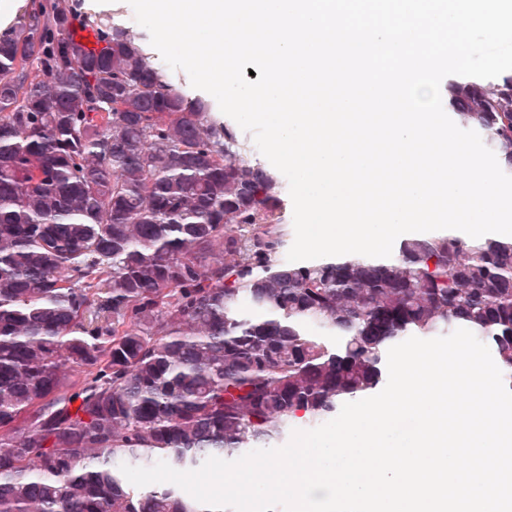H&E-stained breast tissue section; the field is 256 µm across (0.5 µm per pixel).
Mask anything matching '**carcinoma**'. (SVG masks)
Wrapping results in <instances>:
<instances>
[{"label":"carcinoma","mask_w":512,"mask_h":512,"mask_svg":"<svg viewBox=\"0 0 512 512\" xmlns=\"http://www.w3.org/2000/svg\"><path fill=\"white\" fill-rule=\"evenodd\" d=\"M466 84L512 175V71ZM283 190L133 29L52 0L0 35V512H208L120 465L315 428L412 336L470 330L512 389V237L289 262Z\"/></svg>","instance_id":"carcinoma-1"}]
</instances>
